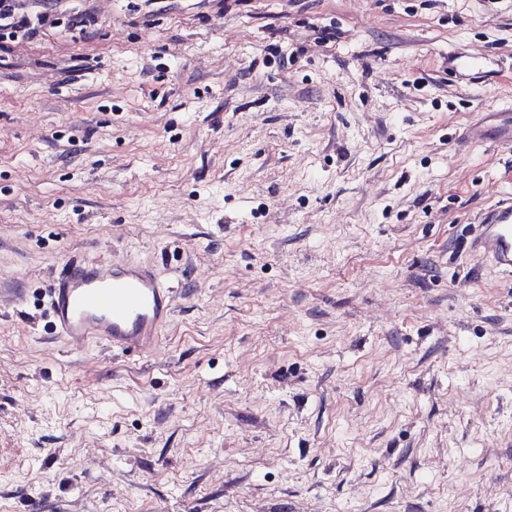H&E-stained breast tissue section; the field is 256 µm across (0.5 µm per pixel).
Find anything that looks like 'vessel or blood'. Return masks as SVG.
Listing matches in <instances>:
<instances>
[{"mask_svg":"<svg viewBox=\"0 0 512 512\" xmlns=\"http://www.w3.org/2000/svg\"><path fill=\"white\" fill-rule=\"evenodd\" d=\"M470 248L512 275V198L481 214ZM174 306V289L153 266L133 260L69 259L48 290L58 337L74 346L103 342L128 353L154 347Z\"/></svg>","mask_w":512,"mask_h":512,"instance_id":"b4317fda","label":"vessel or blood"}]
</instances>
